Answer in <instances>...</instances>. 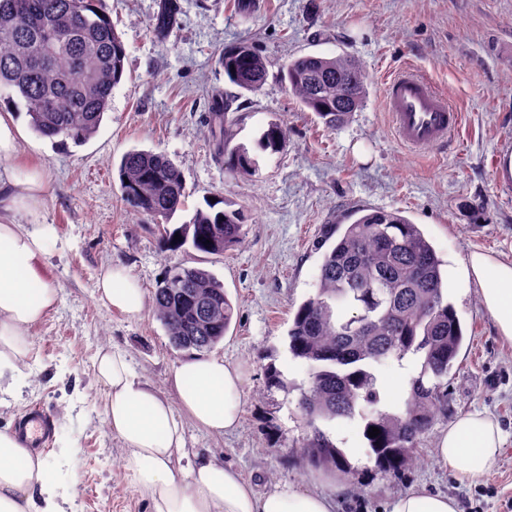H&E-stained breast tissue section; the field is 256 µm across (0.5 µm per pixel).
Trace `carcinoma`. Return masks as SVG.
<instances>
[{
	"label": "carcinoma",
	"instance_id": "obj_1",
	"mask_svg": "<svg viewBox=\"0 0 512 512\" xmlns=\"http://www.w3.org/2000/svg\"><path fill=\"white\" fill-rule=\"evenodd\" d=\"M98 0H0V95L17 94L39 135L83 145L99 130L121 82L126 49ZM177 0H165L151 29L164 38L177 23ZM220 65L238 94L255 93L267 78V62L251 44L224 47ZM281 81L305 112L336 130L362 107L367 77L343 56L305 54L282 67ZM235 95L214 98L210 130L224 171L247 175L256 166L246 148L233 144ZM288 128L274 120L258 139L261 151L279 152ZM123 199L135 212L159 221L161 248L222 255L238 245L247 223L239 209L196 208L191 219L169 229L184 208L186 179L167 155L131 149L119 164ZM322 257L316 293L302 302L288 330V351L307 365L305 385L267 372L269 388L298 391L297 409L309 431L303 459L319 469L353 473L345 449L323 423L359 420L365 453L382 471L416 463L434 421L448 408V374L461 349L463 328L448 301L443 261L418 225L398 211L371 210L341 227ZM180 239H174L175 234ZM156 316L177 350H208L228 331L235 307L224 284L201 267L173 266L155 290ZM417 359L407 398L381 407L377 369ZM380 434L368 436L370 427Z\"/></svg>",
	"mask_w": 512,
	"mask_h": 512
}]
</instances>
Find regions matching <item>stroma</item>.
Listing matches in <instances>:
<instances>
[{"mask_svg": "<svg viewBox=\"0 0 512 512\" xmlns=\"http://www.w3.org/2000/svg\"><path fill=\"white\" fill-rule=\"evenodd\" d=\"M161 3L101 0L127 58L112 108L87 143L39 137L20 100L0 99V114L21 130L10 166H39L45 175L38 213L21 209L12 220L43 225L49 247L40 272L57 291L55 306L29 331L34 355L20 398L0 406V431H14L31 411L45 412L55 430L40 455L75 451L56 472L75 512H146L123 467V443L105 421L108 392L95 378V361L101 349L118 347L142 381L172 397L171 372L183 354L171 347L153 297L179 263L213 272L236 307L212 353L240 368L243 400L229 433L184 421L177 479L209 457L236 468L257 491L286 482L336 499L337 512H389L396 497L419 488L455 499L459 512H512V342L499 335L467 269L474 251L512 261V190L494 167L503 142L512 140V0H258L246 23L234 0H178V23L162 41L149 27ZM240 41L263 55L268 75L257 93L232 106L235 141L257 160L255 172L233 177L217 160L209 130L212 97L229 86L219 52ZM303 54L343 55L367 75L363 106L337 130L301 111L279 79L283 64ZM407 63L461 112L450 145L414 150L397 140L383 109V82ZM274 119L287 125L288 140L270 154L256 141ZM133 148L164 153L185 173V208L171 226L207 199H223L248 217L242 243L220 256L161 252L155 222L121 196L118 166ZM359 209L398 211L418 224L444 262L464 342L448 376L447 414L425 436L420 463L399 473L375 470L358 423L333 431L356 470L350 479L306 465L296 397L267 390L266 369L306 381L305 367L288 352V330L316 291L321 240ZM115 264L145 292L139 316L98 300V276ZM473 411L491 415L506 440L494 472L466 484L440 462L436 444L451 420Z\"/></svg>", "mask_w": 512, "mask_h": 512, "instance_id": "stroma-1", "label": "stroma"}]
</instances>
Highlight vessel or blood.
Wrapping results in <instances>:
<instances>
[{
	"label": "vessel or blood",
	"mask_w": 512,
	"mask_h": 512,
	"mask_svg": "<svg viewBox=\"0 0 512 512\" xmlns=\"http://www.w3.org/2000/svg\"><path fill=\"white\" fill-rule=\"evenodd\" d=\"M383 106L399 140L412 148L445 143L462 121L459 110L410 64L385 81ZM19 431L36 448L48 439L51 422L44 414L33 413Z\"/></svg>",
	"instance_id": "b4317fda"
}]
</instances>
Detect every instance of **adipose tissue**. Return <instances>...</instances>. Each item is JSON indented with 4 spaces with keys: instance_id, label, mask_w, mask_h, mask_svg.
I'll return each instance as SVG.
<instances>
[{
    "instance_id": "ef3b65f1",
    "label": "adipose tissue",
    "mask_w": 512,
    "mask_h": 512,
    "mask_svg": "<svg viewBox=\"0 0 512 512\" xmlns=\"http://www.w3.org/2000/svg\"><path fill=\"white\" fill-rule=\"evenodd\" d=\"M44 174L0 169V396L16 397L33 350L26 339L56 303L54 288L42 282L38 265L46 252L39 225L12 223V212H36L42 205ZM469 271L481 289L485 310L499 334L512 341V262L476 251ZM98 299L129 316L145 304L139 283L124 268L110 266L98 280ZM96 378L108 390L105 419L126 448L124 467L142 491L149 512H333L330 497L279 483L257 493L239 472L202 458L178 481L173 458L184 447L183 422L214 434L233 430L239 420L242 374L219 357H190L174 368L173 398L160 395L133 373L117 349L100 350ZM504 443L498 423L475 412L458 416L437 442V456L460 481L483 479L496 467ZM73 455L61 448L57 464ZM57 464L0 433V512H74L67 489L56 478Z\"/></svg>"
}]
</instances>
